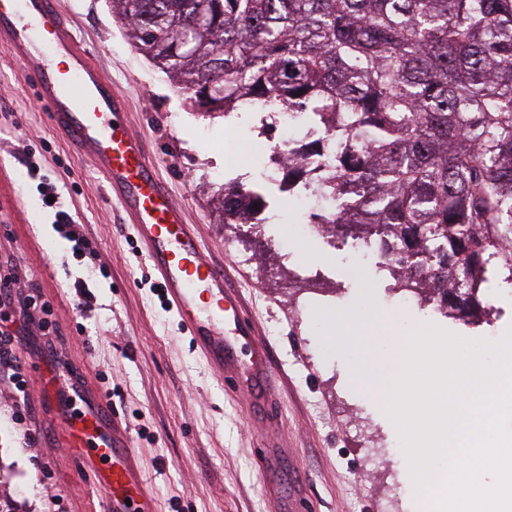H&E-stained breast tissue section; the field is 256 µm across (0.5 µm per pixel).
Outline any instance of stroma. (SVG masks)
Returning a JSON list of instances; mask_svg holds the SVG:
<instances>
[{
    "label": "stroma",
    "mask_w": 512,
    "mask_h": 512,
    "mask_svg": "<svg viewBox=\"0 0 512 512\" xmlns=\"http://www.w3.org/2000/svg\"><path fill=\"white\" fill-rule=\"evenodd\" d=\"M94 59L124 96L131 129L146 134L160 173L212 258L238 288L246 315L264 334L278 374V414L288 428L287 453L272 473L258 471L266 437L250 421L238 393L212 373L163 303L153 272L131 225L105 193L87 161L76 160L54 133L36 101L20 59L0 49V257L13 258L38 300L58 325L53 347L37 332L18 330L12 354L25 379L55 375L52 397L18 396L0 381V474L14 491L17 512H42L41 483L53 485L67 512H88L104 500L92 469L59 452L61 392L78 381L101 394L125 421L141 469L152 479L158 512H280V502L302 485L311 512H416L402 440L386 411L387 396L365 395L349 380L355 341L332 331V311L363 325L401 319L420 329L422 308H403L375 264L345 265L322 240L298 237L300 212L279 187L263 189V231L230 247L215 209L229 181L252 184L269 162L277 133L257 114L216 118L190 106L185 95L129 45L112 16L111 0H59ZM238 138L256 149L227 159L222 145ZM55 182L76 208L96 256L74 253L53 223L30 174L31 164ZM198 185L190 187L188 176ZM24 214L12 209L13 200ZM320 268L306 293L279 271V252ZM107 265L109 275L100 274ZM501 314L480 313L469 322L441 317L438 328L475 340H500L512 328V296ZM85 348L88 365L67 375L70 351ZM24 413L31 436L22 439L13 419ZM377 471L371 484L356 473ZM280 496L272 498L270 484Z\"/></svg>",
    "instance_id": "obj_1"
}]
</instances>
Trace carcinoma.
<instances>
[{
	"mask_svg": "<svg viewBox=\"0 0 512 512\" xmlns=\"http://www.w3.org/2000/svg\"><path fill=\"white\" fill-rule=\"evenodd\" d=\"M132 46L205 113L257 96L309 112L336 140L317 216L430 271L450 318L475 316L487 276L512 280V0H112ZM302 94H297V91ZM260 193L218 198L246 224ZM468 271L471 303L448 305Z\"/></svg>",
	"mask_w": 512,
	"mask_h": 512,
	"instance_id": "cac0c4a2",
	"label": "carcinoma"
}]
</instances>
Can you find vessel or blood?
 Masks as SVG:
<instances>
[{
    "instance_id": "1",
    "label": "vessel or blood",
    "mask_w": 512,
    "mask_h": 512,
    "mask_svg": "<svg viewBox=\"0 0 512 512\" xmlns=\"http://www.w3.org/2000/svg\"><path fill=\"white\" fill-rule=\"evenodd\" d=\"M0 48L18 53L51 124L75 156L94 163L109 198L132 224L167 307L211 371L236 383L249 403L262 405L258 426L283 441L272 407L277 376L263 354L264 337L245 317L238 291L201 245L159 175L145 136L130 129L122 98L55 0H0ZM243 345L257 347L260 356L239 359L236 350ZM62 421L64 452L94 465L97 484L107 492L103 512H155L128 428L105 399L92 401L80 416L63 414Z\"/></svg>"
}]
</instances>
